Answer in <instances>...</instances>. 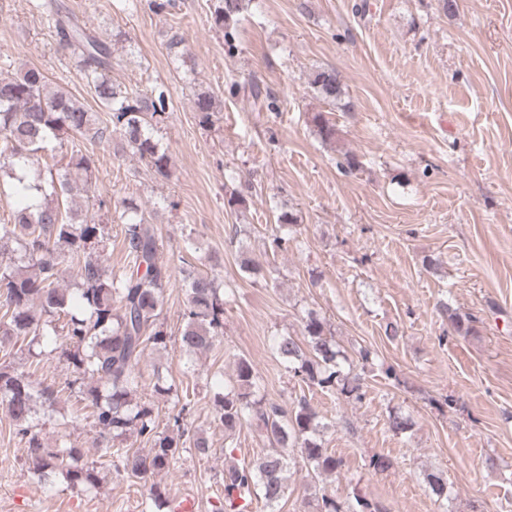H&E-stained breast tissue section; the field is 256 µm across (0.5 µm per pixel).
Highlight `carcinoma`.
<instances>
[{
    "mask_svg": "<svg viewBox=\"0 0 512 512\" xmlns=\"http://www.w3.org/2000/svg\"><path fill=\"white\" fill-rule=\"evenodd\" d=\"M246 0H220L211 15L212 27L224 35V45L235 48V25ZM33 7L55 20L60 44L70 51L81 79L94 96L92 109L49 83L36 67L0 76V181L11 180L22 204L8 221L0 223V409L11 419L16 436L24 440L27 461L35 473L49 480L60 476L72 487L94 488L100 470L112 467L128 478L144 480L168 472L182 453L206 459L213 443L202 430L184 422L195 391L185 389L174 430L161 431L151 404L137 400L139 366L145 352L167 348L168 335L160 322L169 268L159 261V242L151 214L131 199L117 204L97 199L98 210L115 212L123 224L128 268L116 274L107 264L106 225L82 217L73 206L77 182L89 189L96 170L94 155L82 140L113 146L114 155L127 152L144 159L156 178H170V156L158 133L168 118L169 96L162 86L140 93L116 85L108 77L115 64L112 47L85 24L62 14L55 0H36ZM310 84L323 101L334 105L344 89L334 69L318 68ZM199 123L213 122L215 100L208 91L196 94ZM311 124L324 143L336 139V127L322 112ZM65 152L66 165L33 169L40 152ZM76 270L78 288L63 287L65 273ZM243 272L264 281L277 278L275 267L263 269L242 263ZM187 284L184 329L179 348L188 360L209 351L224 335V292L214 278L196 268L183 270ZM442 314L461 336L474 332L476 318L462 315L449 304ZM301 335L276 336L272 348L286 370L323 392L348 399L362 398L358 375L344 371L339 351L324 318L310 311L302 318ZM26 342L30 364L38 365L44 347L60 341V358L74 379L67 388L83 404L99 436L110 442L105 460H83V449L67 440V420H58V442L50 445L37 431L38 407L54 408L57 392L35 389L33 373L16 367L18 341ZM218 420L229 439L244 426L264 435L269 452L255 461L244 459L224 468V495L212 512H249L261 497L270 512L284 498L288 486V449L298 448L314 478L336 474L343 461L323 448L324 429L314 407L304 398L291 406L266 403L257 395L255 370L238 359L234 384L215 393ZM413 427L412 417L400 411L389 415L388 428L402 435ZM150 443L142 452L131 439ZM438 499H448V480L426 474ZM319 512H389L378 502L356 495L340 502L327 491L314 492Z\"/></svg>",
    "mask_w": 512,
    "mask_h": 512,
    "instance_id": "obj_1",
    "label": "carcinoma"
}]
</instances>
